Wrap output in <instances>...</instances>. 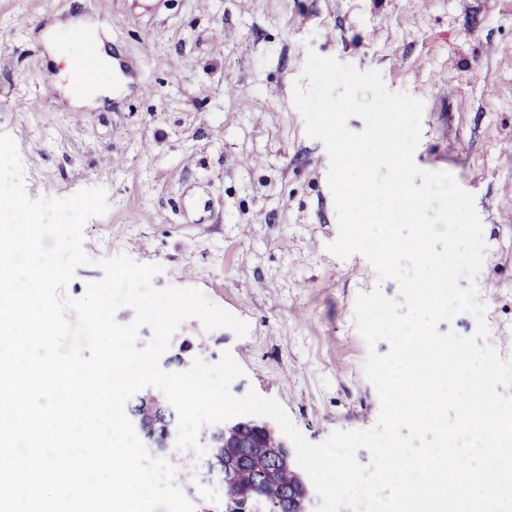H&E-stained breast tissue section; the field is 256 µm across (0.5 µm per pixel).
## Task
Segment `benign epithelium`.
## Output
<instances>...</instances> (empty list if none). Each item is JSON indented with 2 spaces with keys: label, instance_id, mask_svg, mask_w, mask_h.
Wrapping results in <instances>:
<instances>
[{
  "label": "benign epithelium",
  "instance_id": "obj_1",
  "mask_svg": "<svg viewBox=\"0 0 512 512\" xmlns=\"http://www.w3.org/2000/svg\"><path fill=\"white\" fill-rule=\"evenodd\" d=\"M155 415L142 419L131 410V422L141 432L152 448L169 447L175 437V413L162 392L152 393ZM254 431H246L240 421L211 424L205 428L202 441L207 448H222L224 456H209L212 471L226 482H241L243 475L252 468L267 470L270 482L279 483L288 476L281 487L278 512H314L317 498L308 476L294 465L289 447L267 422L253 423ZM231 512H265V500L251 489L245 490L230 506Z\"/></svg>",
  "mask_w": 512,
  "mask_h": 512
}]
</instances>
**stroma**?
<instances>
[{"label": "stroma", "mask_w": 512, "mask_h": 512, "mask_svg": "<svg viewBox=\"0 0 512 512\" xmlns=\"http://www.w3.org/2000/svg\"><path fill=\"white\" fill-rule=\"evenodd\" d=\"M86 27L125 71L119 96L65 91L112 82L97 59L73 71L68 38ZM311 50L423 101L414 162L471 188L488 341L512 336V0H0V133L17 145L27 194L107 193V213L84 229L93 262L67 295L102 278L99 258L161 265L155 287L198 288L249 324L238 338L186 318L166 371H179L184 339L206 362L231 352L244 370L231 393L277 399L317 444L376 424L354 302L398 286L363 255L326 249L339 231L329 158L292 103ZM474 167L485 179L473 188ZM190 470L181 488L196 512H224L221 478L203 460Z\"/></svg>", "instance_id": "35a3bbf8"}]
</instances>
